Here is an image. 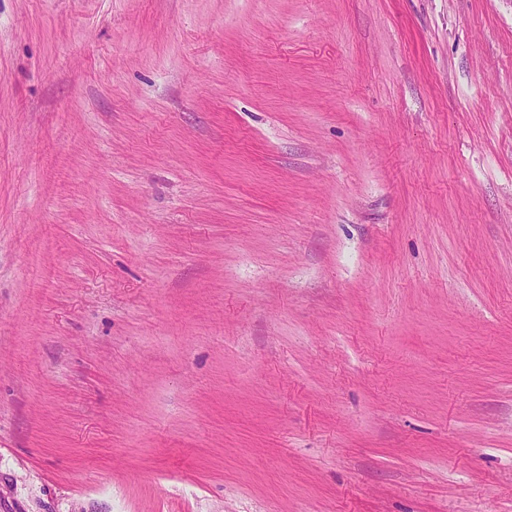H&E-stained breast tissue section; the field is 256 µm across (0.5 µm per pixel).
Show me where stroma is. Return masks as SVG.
Returning a JSON list of instances; mask_svg holds the SVG:
<instances>
[{
  "mask_svg": "<svg viewBox=\"0 0 512 512\" xmlns=\"http://www.w3.org/2000/svg\"><path fill=\"white\" fill-rule=\"evenodd\" d=\"M0 512H512V0H0Z\"/></svg>",
  "mask_w": 512,
  "mask_h": 512,
  "instance_id": "stroma-1",
  "label": "stroma"
}]
</instances>
